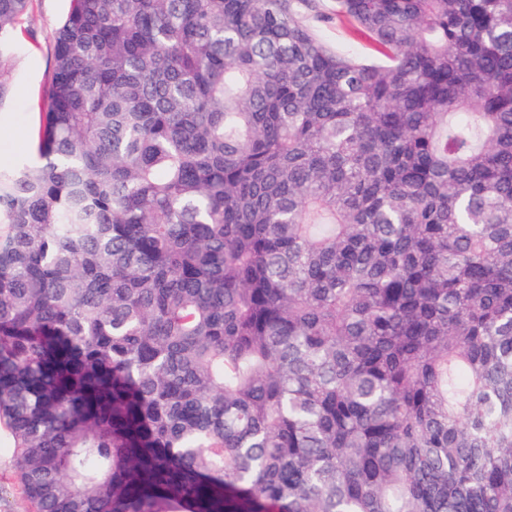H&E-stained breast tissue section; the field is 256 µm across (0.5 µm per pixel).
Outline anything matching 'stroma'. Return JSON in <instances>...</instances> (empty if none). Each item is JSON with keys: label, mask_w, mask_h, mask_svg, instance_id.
<instances>
[{"label": "stroma", "mask_w": 512, "mask_h": 512, "mask_svg": "<svg viewBox=\"0 0 512 512\" xmlns=\"http://www.w3.org/2000/svg\"><path fill=\"white\" fill-rule=\"evenodd\" d=\"M70 9V0H29L18 22L22 39L9 80L10 98L0 106V170L36 158L32 134L39 125L43 94L54 69L55 37ZM315 35L332 49L370 58L372 45L356 37L347 22L337 18L335 0H320L318 14L307 17ZM17 477L9 429L0 423V512H33Z\"/></svg>", "instance_id": "35a3bbf8"}]
</instances>
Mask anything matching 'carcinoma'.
<instances>
[{"mask_svg": "<svg viewBox=\"0 0 512 512\" xmlns=\"http://www.w3.org/2000/svg\"><path fill=\"white\" fill-rule=\"evenodd\" d=\"M318 10L71 0L0 170L36 512H512V0ZM336 0H320L319 13L307 16L306 23L315 35L336 51H349L357 56L372 58L376 53L372 45L356 37L347 22L336 18Z\"/></svg>", "mask_w": 512, "mask_h": 512, "instance_id": "1", "label": "carcinoma"}]
</instances>
